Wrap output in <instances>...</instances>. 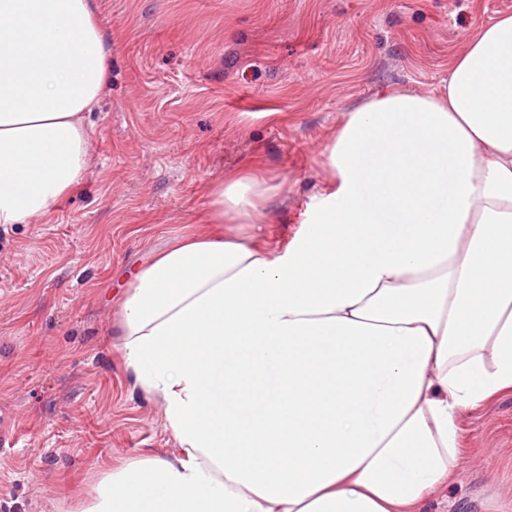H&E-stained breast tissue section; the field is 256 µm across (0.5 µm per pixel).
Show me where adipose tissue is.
<instances>
[{
  "instance_id": "1",
  "label": "adipose tissue",
  "mask_w": 512,
  "mask_h": 512,
  "mask_svg": "<svg viewBox=\"0 0 512 512\" xmlns=\"http://www.w3.org/2000/svg\"><path fill=\"white\" fill-rule=\"evenodd\" d=\"M95 0H0V229L89 174L111 80ZM283 249L285 182L212 185L200 223L133 275L121 351L180 455L106 473L81 512H422L468 411L512 392V13L448 83L344 112Z\"/></svg>"
}]
</instances>
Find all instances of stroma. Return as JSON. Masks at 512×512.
<instances>
[{
    "mask_svg": "<svg viewBox=\"0 0 512 512\" xmlns=\"http://www.w3.org/2000/svg\"><path fill=\"white\" fill-rule=\"evenodd\" d=\"M112 33L95 166L51 221L0 231V512H79L103 474L179 446L126 367L118 299L172 237L201 232L212 184L251 160L285 180L284 246L343 112L430 91L512 0H97ZM462 460L425 512L512 508V393L465 414ZM495 449L486 458V449Z\"/></svg>",
    "mask_w": 512,
    "mask_h": 512,
    "instance_id": "1",
    "label": "stroma"
}]
</instances>
